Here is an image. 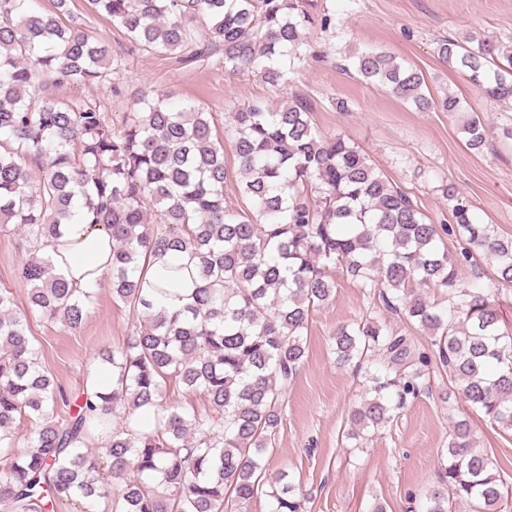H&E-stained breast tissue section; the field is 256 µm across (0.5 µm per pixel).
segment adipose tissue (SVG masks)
<instances>
[{
  "instance_id": "ef3b65f1",
  "label": "adipose tissue",
  "mask_w": 512,
  "mask_h": 512,
  "mask_svg": "<svg viewBox=\"0 0 512 512\" xmlns=\"http://www.w3.org/2000/svg\"><path fill=\"white\" fill-rule=\"evenodd\" d=\"M49 252L56 273L71 287H97L111 264L112 237L109 231L89 224H65Z\"/></svg>"
}]
</instances>
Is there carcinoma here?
<instances>
[{"instance_id": "carcinoma-1", "label": "carcinoma", "mask_w": 512, "mask_h": 512, "mask_svg": "<svg viewBox=\"0 0 512 512\" xmlns=\"http://www.w3.org/2000/svg\"><path fill=\"white\" fill-rule=\"evenodd\" d=\"M37 0H0V224L13 225L28 256L14 273L27 288L19 309L0 287V504L48 512L65 498L94 512H243L256 495L272 512H305L286 474L267 475L265 455L282 423L288 387L306 357L311 315L336 292V275L428 337L415 348L376 316L336 328V367L367 386L348 413L347 448L393 426L425 391L429 366L448 371L461 399L512 437V333L490 290L512 284V236L480 224L463 205L440 229L342 134L320 135L307 104L247 101L231 115L240 193L224 134L201 103L144 94L115 122L94 99L53 88L112 83L123 59L75 19ZM135 50L200 59L278 88L307 53L306 31L331 27L320 0H89ZM205 22V39L194 29ZM440 40L438 58L468 74L487 97L512 101V41ZM367 83L418 111L462 115L469 149L485 145L460 97L431 95L424 75L385 51L349 56ZM49 77L45 82L41 77ZM41 176L32 174V165ZM102 224L112 235V297L128 308L130 335L101 353L112 391L75 399L41 369L28 314L70 330L84 324L94 291L53 274L48 248L62 224ZM462 247L448 254L443 234ZM189 262L182 263L183 255ZM165 255L154 280L152 261ZM488 261L493 278L459 269ZM174 381L207 401L188 413L163 400ZM118 407L124 422L112 424ZM27 423L26 433L17 426ZM110 433L92 447V431ZM438 481L419 512H509L512 487L478 448L466 419H451Z\"/></svg>"}]
</instances>
